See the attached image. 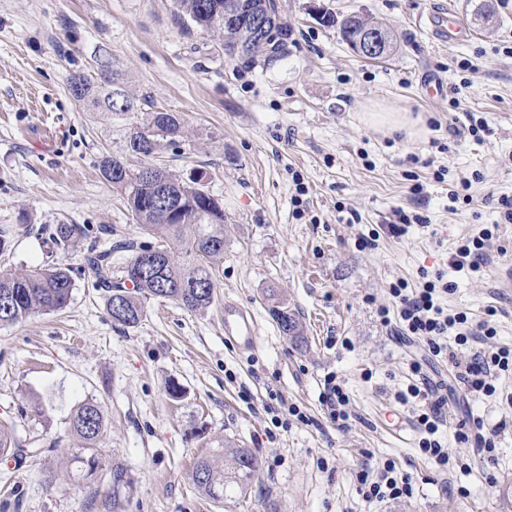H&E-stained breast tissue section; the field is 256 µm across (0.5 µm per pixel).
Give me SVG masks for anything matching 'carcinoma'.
Returning <instances> with one entry per match:
<instances>
[{"label": "carcinoma", "instance_id": "cac0c4a2", "mask_svg": "<svg viewBox=\"0 0 512 512\" xmlns=\"http://www.w3.org/2000/svg\"><path fill=\"white\" fill-rule=\"evenodd\" d=\"M175 17L183 30L198 28L212 37L224 54L248 67H270L288 56L293 43L288 24L259 37L247 27L224 26V11L237 10L244 16L264 12L273 0H174ZM321 22L339 28L342 40L356 43L360 29L370 23L357 15L337 18L322 14ZM74 99L87 109L127 116L147 112L143 122H131L122 153L102 157L104 180L123 199L136 223L146 234L169 241L177 252L152 245L130 246L133 251L122 275L112 276V252L86 248L84 259L99 287L107 296V311L118 327L137 326L144 315V304L151 298L172 300L190 311L210 306L214 294V270L224 259V208L205 189V173L196 170L182 179L163 169L158 180L140 175L130 168L132 159L150 158L162 143L173 144L182 134L180 119L170 112L154 110L149 95H130L119 71L103 76L98 83L87 75L73 74L68 79ZM78 224H58L52 240L58 245L77 246L84 238ZM131 283L127 288L125 283ZM74 280L71 270L62 266H38L18 273L0 268V326L14 325L38 312L61 311L71 300ZM269 312L279 331L296 342H303L302 328L288 303L274 289L266 291ZM107 426L102 407L85 402L74 411L71 428L81 447L73 455L80 468L93 473L100 463L97 444ZM27 449L19 445L11 428L0 424V456L19 458ZM258 460L251 450L221 442L213 453L196 461L191 471L192 485L217 503L231 501L247 493L258 475ZM112 502L127 488V471L112 463Z\"/></svg>", "mask_w": 512, "mask_h": 512}]
</instances>
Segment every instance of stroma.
<instances>
[{
  "label": "stroma",
  "instance_id": "stroma-1",
  "mask_svg": "<svg viewBox=\"0 0 512 512\" xmlns=\"http://www.w3.org/2000/svg\"><path fill=\"white\" fill-rule=\"evenodd\" d=\"M480 2L278 0L294 43L262 69L182 31L173 0H0V229L10 233L0 267L56 264L75 281L66 309L0 327V421L33 451L19 462L0 458V512H105L116 460L132 486L115 512H512V425L501 427L498 400L512 393V375L497 380L495 397L449 392L440 430L449 462L438 467L418 449L414 408L395 395L412 361L425 360L440 383H453L454 371L426 361L425 344L378 316L393 283L416 287L439 272L453 286L444 308L476 320L495 309V341L512 347V288L503 285L512 224L500 223L498 208L512 196V9L491 0L495 17L482 23ZM441 7L458 17L462 42L424 26ZM317 10L382 23L398 47L363 59L314 18ZM464 59L472 70L459 69ZM106 64L132 95L151 94L181 118L184 136L159 162L181 176L204 171L227 226L213 304L192 312L151 299L129 329L114 326L81 250L50 238L62 222L88 226L118 266L127 245L145 240L99 171L104 155L120 153L124 121L88 111L69 90L70 74L97 80ZM431 75L444 85L435 99L425 92ZM372 102L441 127L390 134L364 120ZM468 112L487 119L483 141L462 132ZM296 173L307 186L300 206ZM464 178L473 202L452 208L448 192ZM398 209L415 218L402 236L387 230ZM484 228L494 231L484 271L451 268L456 246ZM372 236L377 248H360ZM272 286L302 322L304 347L272 320L264 298ZM228 300L253 312L255 350L225 342ZM330 372L346 382L342 424L319 401ZM172 384L180 398L170 397ZM90 400L107 419L102 462L78 476L71 415ZM292 405L306 421L289 415ZM470 417L498 428L493 456L456 442ZM216 440L259 460L244 498L215 503L189 479ZM388 460L410 476L413 496L366 503L356 470Z\"/></svg>",
  "mask_w": 512,
  "mask_h": 512
}]
</instances>
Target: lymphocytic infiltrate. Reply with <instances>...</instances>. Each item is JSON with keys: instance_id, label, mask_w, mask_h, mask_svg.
<instances>
[{"instance_id": "1", "label": "lymphocytic infiltrate", "mask_w": 512, "mask_h": 512, "mask_svg": "<svg viewBox=\"0 0 512 512\" xmlns=\"http://www.w3.org/2000/svg\"><path fill=\"white\" fill-rule=\"evenodd\" d=\"M451 289V284L439 275L416 288L397 282L391 287L396 309L392 312L380 309V319L385 324L395 323L399 335L426 342L430 359L449 362L455 369L454 377L461 390L471 395L494 396L497 392L494 378L512 372V348L492 345L496 331L489 320L476 321L467 314L445 310L440 299ZM447 335L453 336L458 350L468 352L469 361H459L456 352L449 351L443 341ZM410 369L412 379L396 398L404 405L425 403L426 409L417 419L421 433L419 450L436 465H447L448 450L438 430L448 396L441 387L429 383L422 362H411ZM356 479L360 493L371 503L408 498L413 494L409 477L398 475L395 464L390 462L384 464L378 479H370L363 470L357 472Z\"/></svg>"}]
</instances>
